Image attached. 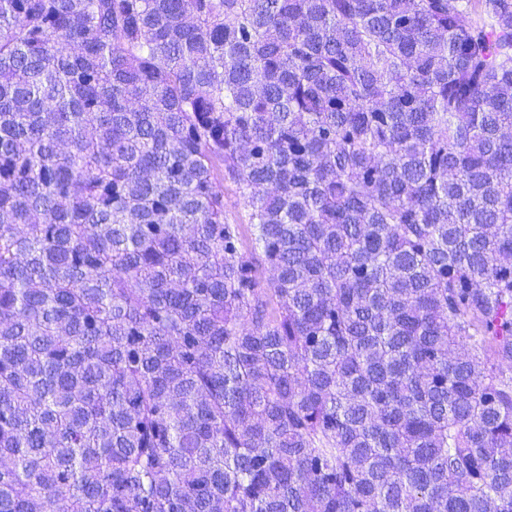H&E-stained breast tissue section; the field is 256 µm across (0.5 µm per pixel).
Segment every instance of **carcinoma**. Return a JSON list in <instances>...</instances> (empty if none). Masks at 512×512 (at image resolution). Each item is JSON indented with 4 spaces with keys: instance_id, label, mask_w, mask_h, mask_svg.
I'll return each mask as SVG.
<instances>
[{
    "instance_id": "1",
    "label": "carcinoma",
    "mask_w": 512,
    "mask_h": 512,
    "mask_svg": "<svg viewBox=\"0 0 512 512\" xmlns=\"http://www.w3.org/2000/svg\"><path fill=\"white\" fill-rule=\"evenodd\" d=\"M509 371L512 0H0V512H512ZM224 206L229 217L236 219L239 223L247 222V209L242 199L236 192V187L229 181H224Z\"/></svg>"
}]
</instances>
